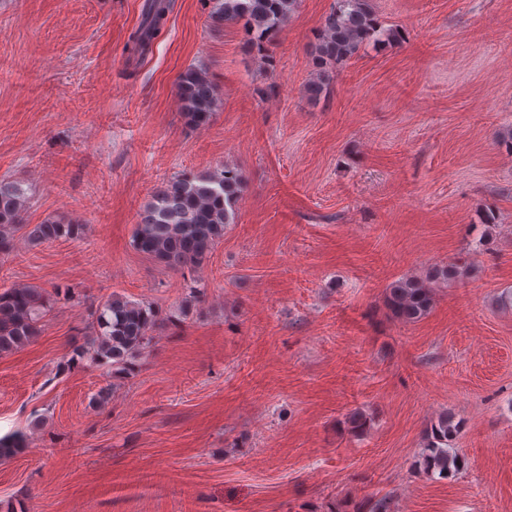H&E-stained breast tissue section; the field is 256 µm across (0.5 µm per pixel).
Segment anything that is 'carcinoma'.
<instances>
[{
  "label": "carcinoma",
  "mask_w": 512,
  "mask_h": 512,
  "mask_svg": "<svg viewBox=\"0 0 512 512\" xmlns=\"http://www.w3.org/2000/svg\"><path fill=\"white\" fill-rule=\"evenodd\" d=\"M226 22L245 21L250 42L259 52L287 22L297 0H216ZM172 0H147L142 20L129 36L127 50L144 57L158 34ZM397 29H385L368 6V0H336L324 19L315 46L316 79L309 85L315 99L321 97L329 72L343 65L370 41L401 38ZM184 118L195 127L209 123L216 106L213 87L199 70L187 69L177 80ZM242 191V178L233 168L204 175H184L158 189L145 204L133 234L134 247L172 268H192L201 263L224 238V229L234 221V206ZM22 184L0 180V253L10 251L16 233L33 246L60 238H77L79 224L51 220L30 226L22 223L27 203ZM388 305L406 322H416L433 306L432 288L423 281L401 278L390 285ZM51 307L39 288L19 287L0 292V354L30 343L41 332V321ZM155 309L114 293L97 308V328L76 356L91 355L112 366V372L129 370L131 360L151 342L157 324ZM460 424L443 412L432 424L423 449L421 465L430 474L448 476L460 466L453 442ZM24 447L23 437L0 438V461L15 456Z\"/></svg>",
  "instance_id": "carcinoma-1"
}]
</instances>
